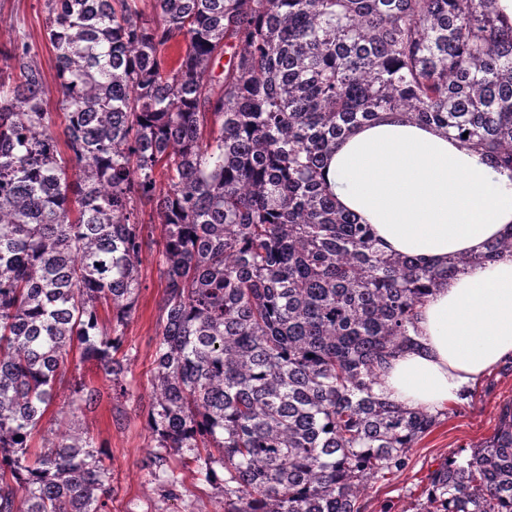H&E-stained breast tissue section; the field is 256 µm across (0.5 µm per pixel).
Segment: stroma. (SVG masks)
Listing matches in <instances>:
<instances>
[{"label": "stroma", "mask_w": 512, "mask_h": 512, "mask_svg": "<svg viewBox=\"0 0 512 512\" xmlns=\"http://www.w3.org/2000/svg\"><path fill=\"white\" fill-rule=\"evenodd\" d=\"M21 34L37 46L46 83L54 85V52L46 40L41 0H0V46ZM141 273L142 287L135 309L121 328L120 355L130 395L103 399L94 411L81 414L80 420L95 441L106 445L105 463L112 470L115 487L112 512H224L220 483L185 469L181 472L179 498L166 500L146 465L155 445L146 425V413L165 283L159 277L153 254H143ZM78 377L101 391L109 389L94 361L73 360L66 367L64 382L58 387L47 420L71 419L68 384ZM510 401L512 364L505 362L472 383L462 400L448 404L446 413L439 415L437 424L412 448L406 471L383 482L367 483L363 492L366 512H410V502L422 496L438 462L451 452L468 449L488 438L502 405Z\"/></svg>", "instance_id": "35a3bbf8"}]
</instances>
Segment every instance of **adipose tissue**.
Instances as JSON below:
<instances>
[{"label": "adipose tissue", "instance_id": "obj_1", "mask_svg": "<svg viewBox=\"0 0 512 512\" xmlns=\"http://www.w3.org/2000/svg\"><path fill=\"white\" fill-rule=\"evenodd\" d=\"M325 186L338 208L371 225L378 249L424 263L479 253L512 233V172L399 112L378 113L342 138ZM418 327L419 348L392 360L379 390L434 412L512 358V257L475 264L434 289Z\"/></svg>", "mask_w": 512, "mask_h": 512}]
</instances>
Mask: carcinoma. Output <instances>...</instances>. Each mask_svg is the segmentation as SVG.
<instances>
[{
    "instance_id": "1",
    "label": "carcinoma",
    "mask_w": 512,
    "mask_h": 512,
    "mask_svg": "<svg viewBox=\"0 0 512 512\" xmlns=\"http://www.w3.org/2000/svg\"><path fill=\"white\" fill-rule=\"evenodd\" d=\"M44 8L56 111L37 47L0 51V512H110L99 445L75 420L59 433L43 420L75 350L127 392L119 329L157 245L139 203L162 235L147 466L164 497L182 480L163 450L208 480L224 468V512H361L368 481L404 471L437 421L375 385L417 346L432 290L512 257V235L443 267L385 254L322 169L351 128L395 111L512 172V25L497 0ZM102 399L73 381L72 409ZM412 510L512 512V403L469 456L438 463Z\"/></svg>"
}]
</instances>
